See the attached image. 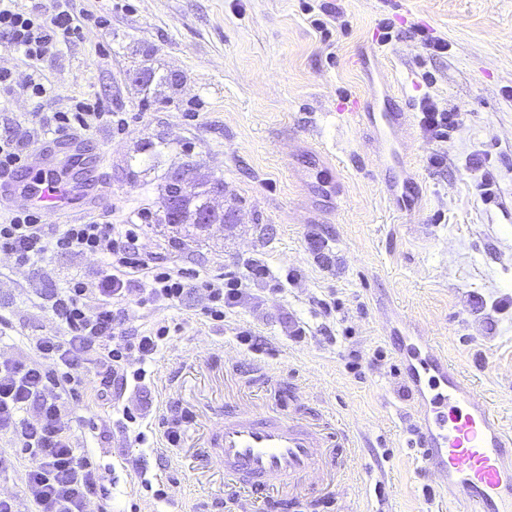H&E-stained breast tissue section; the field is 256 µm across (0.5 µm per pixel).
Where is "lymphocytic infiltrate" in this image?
<instances>
[{
    "mask_svg": "<svg viewBox=\"0 0 512 512\" xmlns=\"http://www.w3.org/2000/svg\"><path fill=\"white\" fill-rule=\"evenodd\" d=\"M105 26L101 15L74 8V0H52L49 9L15 8L0 0V40L31 62L26 82L14 86L10 73L0 71V90L18 88L30 98L47 95L39 62L55 55L79 35L84 24ZM123 131L125 118L100 111L88 99L69 108L36 117L33 135L57 131H88L99 125ZM139 224L117 226L95 220L83 224H43L39 214L14 211L0 220V249L22 267H42L49 255L75 252L99 258L94 279L75 276L56 288L48 307L63 335L32 337V354L0 361V432L26 454L23 493L34 512H85L87 502L103 489V475L90 460L78 456L68 422L70 401L86 385L107 396L112 390L141 383L144 365L166 344L170 328L160 325L137 336H122L121 310L129 294L140 306L173 305L182 301L190 282L182 270L169 268L138 244ZM259 261L246 271L228 269L203 281L212 320L224 319L243 296L245 279L268 277Z\"/></svg>",
    "mask_w": 512,
    "mask_h": 512,
    "instance_id": "f902f5d3",
    "label": "lymphocytic infiltrate"
}]
</instances>
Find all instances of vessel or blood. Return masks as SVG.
Here are the masks:
<instances>
[{
	"mask_svg": "<svg viewBox=\"0 0 512 512\" xmlns=\"http://www.w3.org/2000/svg\"><path fill=\"white\" fill-rule=\"evenodd\" d=\"M383 99L380 111L366 115L375 143L396 158L400 152L394 136L406 127L408 114L394 105L391 92H384ZM79 139L76 132L59 135L76 170L74 185L59 183L50 155L35 150L23 164L25 182L0 173V207L72 213L79 194L95 186L91 168L82 163L85 149ZM419 342L426 354L410 367V384L418 391L430 387L432 403L455 412L450 426L426 424L418 431L414 445L421 450L425 472L447 486L448 512H512V430L474 381L435 354L429 337ZM356 456L353 439L334 417L309 418L281 408L267 412L248 402L225 407L222 426L194 460L221 465L224 485L241 512H273L275 502L265 499V492L274 490L280 499L293 501L302 489L317 484L348 483Z\"/></svg>",
	"mask_w": 512,
	"mask_h": 512,
	"instance_id": "b4317fda",
	"label": "vessel or blood"
}]
</instances>
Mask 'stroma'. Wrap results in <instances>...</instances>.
<instances>
[{
  "label": "stroma",
  "mask_w": 512,
  "mask_h": 512,
  "mask_svg": "<svg viewBox=\"0 0 512 512\" xmlns=\"http://www.w3.org/2000/svg\"><path fill=\"white\" fill-rule=\"evenodd\" d=\"M109 16L89 25L41 68L51 89L41 99L0 91V135L36 112L73 98L124 113L125 133H87L100 159L104 194L69 221L112 224L150 210L139 245L187 277L211 276L263 259L266 280L216 322L202 314L196 288L177 305L128 303L127 334L170 326L167 344L141 387L119 403L93 390L71 405L78 453L114 478L108 499L87 512H235L224 476L199 478L190 453L224 418V408L258 398L337 418L358 454L346 497L303 496L296 512H438L448 497L432 488L418 449L409 447L423 414L407 389L415 336L475 379L512 429V0H80ZM327 23L328 33L314 27ZM447 42L429 51L423 36ZM180 74L156 91L136 75ZM387 86L405 103L411 126L399 168L383 160L364 126L338 108L370 101ZM462 114L448 142H432L418 105ZM445 155L444 165L429 162ZM224 178L232 223L184 230L158 223L164 186L175 171ZM488 175L492 202L477 195ZM412 179L414 213L393 207L384 182ZM338 183V192L329 184ZM98 259L51 256L46 273L16 267L0 251V317L10 324L0 358L29 356L28 338L60 327L42 294L75 270L94 275ZM261 336L258 354L239 334ZM266 366L249 375L245 360ZM139 416L130 428L123 409ZM180 434L169 444L167 428ZM147 436L146 447L132 440ZM0 497L32 512L22 494L26 460L7 435ZM145 457L151 487L128 460ZM163 485L159 498L151 488Z\"/></svg>",
  "instance_id": "obj_1"
}]
</instances>
